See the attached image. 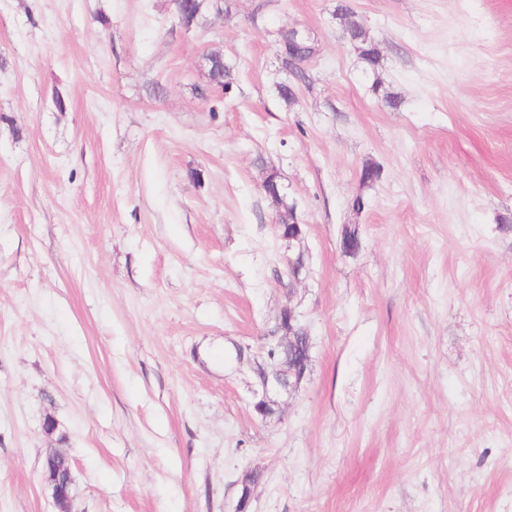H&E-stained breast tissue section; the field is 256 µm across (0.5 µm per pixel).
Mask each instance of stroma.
I'll return each mask as SVG.
<instances>
[{
  "mask_svg": "<svg viewBox=\"0 0 512 512\" xmlns=\"http://www.w3.org/2000/svg\"><path fill=\"white\" fill-rule=\"evenodd\" d=\"M339 2L0 0V512H57L53 446L74 512H232L253 467L249 512H512V0H348L375 74ZM288 302L311 365L262 419ZM276 34L280 50L284 47L287 50L285 54L281 55L283 69L289 72L293 78H301L299 52L304 50L308 55H313L314 50L317 51L314 40L301 29L282 28ZM44 472L59 512H74L72 510L73 497L71 491L73 480L71 468L56 448L49 449Z\"/></svg>",
  "mask_w": 512,
  "mask_h": 512,
  "instance_id": "stroma-1",
  "label": "stroma"
}]
</instances>
